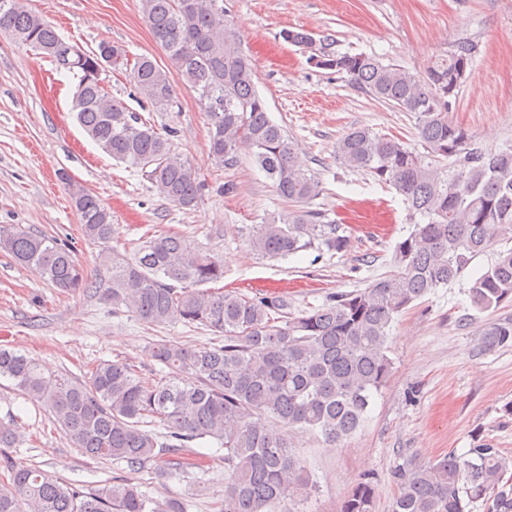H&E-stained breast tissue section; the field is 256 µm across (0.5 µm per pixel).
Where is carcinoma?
<instances>
[{"instance_id":"obj_1","label":"carcinoma","mask_w":512,"mask_h":512,"mask_svg":"<svg viewBox=\"0 0 512 512\" xmlns=\"http://www.w3.org/2000/svg\"><path fill=\"white\" fill-rule=\"evenodd\" d=\"M141 8L154 41L208 113L214 160L230 168L247 155L283 200L302 206L316 199L322 182L269 117L224 0H141ZM0 31L49 57L56 68L77 73L76 118L112 159L146 173L168 201L183 208L197 203L192 165L168 138L109 96L98 76L107 51L110 65L125 70L140 96L165 111L173 100L168 70L147 56L131 64L125 50L109 42L82 51L23 0H0ZM282 38L315 67L347 75L357 90L416 121L424 154L369 128H355L336 143L344 167L391 185L424 219L396 243L394 270L297 315L283 296L204 289L224 279L220 257L170 232L146 237L129 256L113 252L112 211L62 171L85 240L112 264L104 299L148 324L178 316L224 343L153 344L162 373L157 382L126 360L103 361L85 380L47 375L21 352L0 347V377L47 407L54 424L92 459L123 463L132 473L152 462L163 475L188 474L201 468L190 443L215 440L224 449V497L214 502L216 512H272L308 496L315 484L293 453V436L312 432L335 445L355 433L391 376L387 337L395 318L458 279L500 237L512 235V149L489 155L449 118L477 44L458 41L417 75L365 53L339 52L330 34L316 38L297 29L283 31ZM443 160L449 161L446 169L439 166ZM248 245L263 257L286 258L314 248L342 253L350 239L323 223L320 212L298 208L286 219L256 225ZM0 252L63 292L96 290L73 251L52 235L0 225ZM469 298L479 312L512 302V249L497 253L473 280ZM481 345H512V320L490 323ZM17 437L15 423L0 421V512H187L182 501L160 503L127 478L114 477L88 492L64 485L7 455ZM508 470L501 449L489 443L400 469L392 512H471L479 501L486 512H512ZM373 496L372 478L364 477L341 512H371Z\"/></svg>"}]
</instances>
